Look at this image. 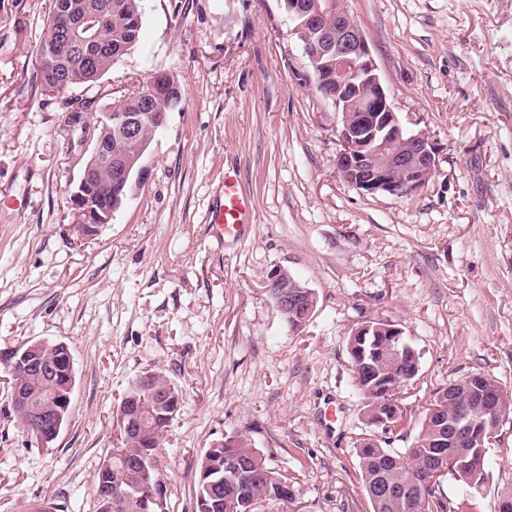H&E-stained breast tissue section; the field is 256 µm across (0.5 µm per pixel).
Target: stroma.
<instances>
[{
  "mask_svg": "<svg viewBox=\"0 0 512 512\" xmlns=\"http://www.w3.org/2000/svg\"><path fill=\"white\" fill-rule=\"evenodd\" d=\"M55 0H0V350L65 343L68 420L38 446L0 386V512L48 499L95 512L118 444L114 411L144 371L183 390L159 445L167 512H195L197 462L250 439L294 479L303 512H371L357 446L373 434L347 352L362 323L400 327L420 353L402 400L401 453L433 394L469 373L512 390V0H347L407 132L437 167L405 196L369 195L336 169L337 117L306 76L280 0H145L138 45L93 86L43 92L38 54ZM178 82L147 172L84 236L70 196L90 122L154 74ZM237 175L255 202L241 239L208 209ZM290 272L317 296L293 328L264 286ZM481 492L446 479L456 512H498L512 488V419L488 448Z\"/></svg>",
  "mask_w": 512,
  "mask_h": 512,
  "instance_id": "35a3bbf8",
  "label": "stroma"
}]
</instances>
